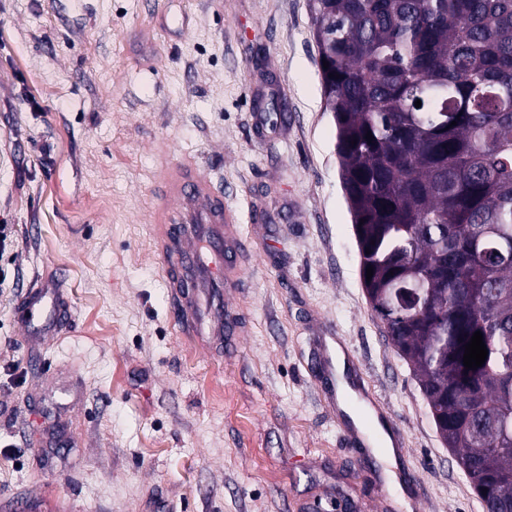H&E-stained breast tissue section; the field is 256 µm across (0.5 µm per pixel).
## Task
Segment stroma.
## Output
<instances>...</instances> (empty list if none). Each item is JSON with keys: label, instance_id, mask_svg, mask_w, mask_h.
<instances>
[{"label": "stroma", "instance_id": "35a3bbf8", "mask_svg": "<svg viewBox=\"0 0 512 512\" xmlns=\"http://www.w3.org/2000/svg\"><path fill=\"white\" fill-rule=\"evenodd\" d=\"M335 141L308 0H0V512H483L362 288ZM186 159L251 239L232 347L172 326L153 203ZM37 283L62 327L20 324ZM328 326L399 486L325 397Z\"/></svg>", "mask_w": 512, "mask_h": 512}]
</instances>
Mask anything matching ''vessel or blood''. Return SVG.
<instances>
[{"mask_svg":"<svg viewBox=\"0 0 512 512\" xmlns=\"http://www.w3.org/2000/svg\"><path fill=\"white\" fill-rule=\"evenodd\" d=\"M155 224L166 286L178 300L173 323L180 334L220 336L225 332L224 294L239 287L242 272L233 256L250 240L235 216L225 213L211 178L190 163L175 166L165 180ZM47 286L25 296L20 318L30 326L47 306Z\"/></svg>","mask_w":512,"mask_h":512,"instance_id":"obj_1","label":"vessel or blood"}]
</instances>
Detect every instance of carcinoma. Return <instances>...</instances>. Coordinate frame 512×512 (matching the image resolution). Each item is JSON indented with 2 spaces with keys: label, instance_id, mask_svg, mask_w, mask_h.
<instances>
[{
  "label": "carcinoma",
  "instance_id": "carcinoma-1",
  "mask_svg": "<svg viewBox=\"0 0 512 512\" xmlns=\"http://www.w3.org/2000/svg\"><path fill=\"white\" fill-rule=\"evenodd\" d=\"M310 9L372 308L484 512H512V0Z\"/></svg>",
  "mask_w": 512,
  "mask_h": 512
}]
</instances>
